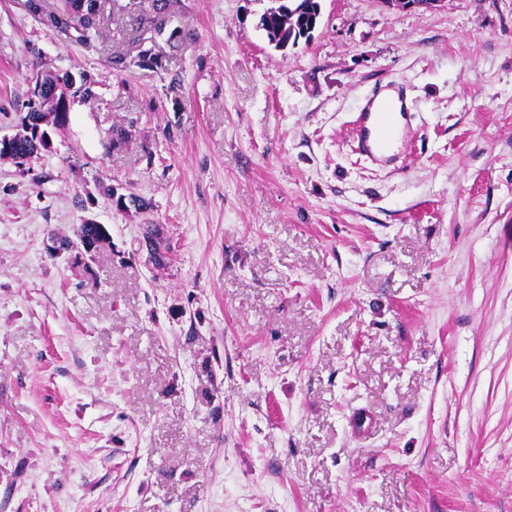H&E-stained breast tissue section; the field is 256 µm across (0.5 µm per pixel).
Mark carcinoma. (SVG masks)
<instances>
[{"instance_id": "cac0c4a2", "label": "carcinoma", "mask_w": 512, "mask_h": 512, "mask_svg": "<svg viewBox=\"0 0 512 512\" xmlns=\"http://www.w3.org/2000/svg\"><path fill=\"white\" fill-rule=\"evenodd\" d=\"M172 0H147L142 9L140 24L149 26L157 35L168 34L172 40L183 35L174 28L166 32L170 20ZM106 0H25L29 14L39 17L53 31L62 32L76 43L88 42L99 28L100 17ZM321 17L320 0H282L274 12H264L260 18V29L269 42L281 44L286 41L296 45L300 40H310ZM35 84L41 85L40 92H31L21 124L12 140L11 149H0V159L22 166L38 156L45 134H37L36 120L46 112L55 111L53 103L64 97L87 99L95 95L96 80L87 72L78 76L58 75L46 72L36 77ZM109 239V235L95 224L86 222L75 227L73 236L59 239L65 249L98 247Z\"/></svg>"}]
</instances>
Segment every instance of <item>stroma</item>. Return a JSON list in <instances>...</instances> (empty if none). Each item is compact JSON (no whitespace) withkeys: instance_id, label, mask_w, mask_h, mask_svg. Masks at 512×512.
Masks as SVG:
<instances>
[{"instance_id":"obj_1","label":"stroma","mask_w":512,"mask_h":512,"mask_svg":"<svg viewBox=\"0 0 512 512\" xmlns=\"http://www.w3.org/2000/svg\"><path fill=\"white\" fill-rule=\"evenodd\" d=\"M268 5L175 0L170 41L113 0L81 45L0 0V137L36 73L97 81L0 160V512H512V0H321L284 52ZM378 81L393 173L349 146ZM385 90L398 94L399 110L394 99L382 96ZM403 92L397 84L375 85L363 98L352 125L354 151L364 160L381 167L394 165L402 159L400 145L416 136L410 122L414 102L405 108ZM94 222L92 220H88ZM84 222L75 227L73 237L56 239L65 249L78 250L87 246L97 248L109 239V235L103 231L99 224Z\"/></svg>"}]
</instances>
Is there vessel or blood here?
Returning a JSON list of instances; mask_svg holds the SVG:
<instances>
[{
  "instance_id": "vessel-or-blood-1",
  "label": "vessel or blood",
  "mask_w": 512,
  "mask_h": 512,
  "mask_svg": "<svg viewBox=\"0 0 512 512\" xmlns=\"http://www.w3.org/2000/svg\"><path fill=\"white\" fill-rule=\"evenodd\" d=\"M411 116V108L398 107L384 96L382 87L371 88L352 121L355 153L381 167L395 164L401 158V145L415 136Z\"/></svg>"
}]
</instances>
